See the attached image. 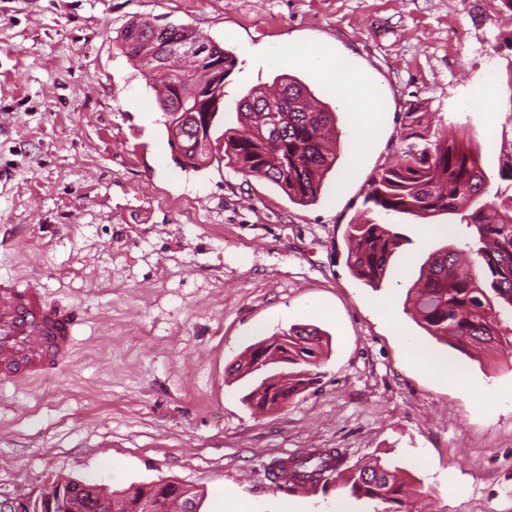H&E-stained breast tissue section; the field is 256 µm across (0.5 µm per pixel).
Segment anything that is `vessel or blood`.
I'll return each mask as SVG.
<instances>
[{"label":"vessel or blood","instance_id":"1","mask_svg":"<svg viewBox=\"0 0 512 512\" xmlns=\"http://www.w3.org/2000/svg\"><path fill=\"white\" fill-rule=\"evenodd\" d=\"M83 322L73 309L46 303L42 292L0 278V375L32 380L68 353Z\"/></svg>","mask_w":512,"mask_h":512}]
</instances>
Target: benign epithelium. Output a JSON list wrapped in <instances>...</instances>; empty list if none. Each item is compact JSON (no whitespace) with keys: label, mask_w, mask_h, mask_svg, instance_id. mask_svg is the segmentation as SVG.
<instances>
[{"label":"benign epithelium","mask_w":512,"mask_h":512,"mask_svg":"<svg viewBox=\"0 0 512 512\" xmlns=\"http://www.w3.org/2000/svg\"><path fill=\"white\" fill-rule=\"evenodd\" d=\"M172 492L181 498L191 494L189 488L175 481L135 484L127 492L130 498L136 499L129 509L133 512H159ZM94 501L99 503L103 512H112V502L103 497L97 486L62 477L49 493L34 501H0V512H86Z\"/></svg>","instance_id":"benign-epithelium-1"}]
</instances>
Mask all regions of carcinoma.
Listing matches in <instances>:
<instances>
[{
    "instance_id": "carcinoma-1",
    "label": "carcinoma",
    "mask_w": 512,
    "mask_h": 512,
    "mask_svg": "<svg viewBox=\"0 0 512 512\" xmlns=\"http://www.w3.org/2000/svg\"><path fill=\"white\" fill-rule=\"evenodd\" d=\"M198 43L205 45L206 55L195 58L180 52ZM116 46L154 89L170 146L187 159L183 167L209 164L224 79L236 57L192 27L142 20L127 24ZM271 90L273 99L257 87L237 102L244 131L227 128L219 136L225 165L272 183L294 203L313 204L336 163L333 113L311 108L313 97L306 85L286 73L275 77ZM188 112L202 119L210 114L203 128L206 141L198 142V129L177 124ZM424 116L405 113L401 154L372 174L360 218L345 230L346 264L355 278L379 288L403 236L372 214L452 215L470 233L462 246H444L422 265L411 289L413 316L429 335L451 341L466 354L505 342L512 345V328L502 329L501 321L502 311H512V158L499 170L506 186L492 192L480 165V145L464 133L450 137L431 128ZM472 267L479 275L470 274ZM279 339V346L269 339L253 344L245 358L231 366L232 372L245 375L277 369L244 397L258 411L280 406L317 380L320 331L295 324ZM344 460L338 448L317 449L273 464L271 474L289 492L306 483H333L352 497L381 505V512H418L414 492L399 477L397 465L377 459L344 476Z\"/></svg>"
}]
</instances>
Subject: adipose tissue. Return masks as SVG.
<instances>
[{"mask_svg":"<svg viewBox=\"0 0 512 512\" xmlns=\"http://www.w3.org/2000/svg\"><path fill=\"white\" fill-rule=\"evenodd\" d=\"M270 55L276 60L295 58L297 65L316 74L336 94L341 105L354 112L356 129L352 154L354 159H361L373 143L379 115L383 110L377 92L368 79L353 69L345 58L322 45L293 49L280 44L271 49ZM402 341L419 369L470 395L479 394V385L463 376L447 357L422 348L414 337L406 335Z\"/></svg>","mask_w":512,"mask_h":512,"instance_id":"adipose-tissue-1","label":"adipose tissue"}]
</instances>
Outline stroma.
<instances>
[{"label": "stroma", "instance_id": "stroma-1", "mask_svg": "<svg viewBox=\"0 0 512 512\" xmlns=\"http://www.w3.org/2000/svg\"><path fill=\"white\" fill-rule=\"evenodd\" d=\"M188 25L237 64L219 129L236 103L287 73L336 117L337 156L318 200L290 202L214 153L182 167L142 74L115 47L128 22ZM512 10L494 0H0V277L82 311L69 356L48 376L0 380V500L37 499L62 477L120 490L175 480L216 512L229 492L281 512L306 502L374 512L335 486L278 489L269 467L313 448L345 467L395 462L433 512H512V354L468 357L405 307L431 253L466 228L425 236L421 219L383 216L404 237L381 287L353 277L344 232L372 173L396 159L404 114L468 125L490 186L512 153ZM327 44L376 87L374 144L353 163L351 113L272 46ZM497 141L488 145L486 129ZM448 355L483 387L476 402L418 371L392 324ZM309 306L322 308L306 315ZM295 324L329 336L318 383L258 413L261 374L227 370Z\"/></svg>", "mask_w": 512, "mask_h": 512}]
</instances>
